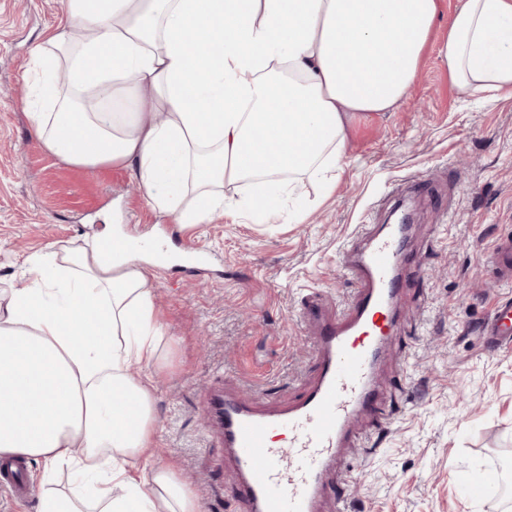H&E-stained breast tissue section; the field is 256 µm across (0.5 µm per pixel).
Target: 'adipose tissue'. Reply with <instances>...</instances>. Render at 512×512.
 Listing matches in <instances>:
<instances>
[{
    "label": "adipose tissue",
    "instance_id": "obj_1",
    "mask_svg": "<svg viewBox=\"0 0 512 512\" xmlns=\"http://www.w3.org/2000/svg\"><path fill=\"white\" fill-rule=\"evenodd\" d=\"M439 0H67L33 50L52 111L29 115L45 150L133 167L147 202L202 224L224 187L252 180L263 217L303 182L330 193L351 113L407 93ZM439 58L460 94H512V0H460ZM0 305V458L69 469L38 512H198L155 464L149 380L159 328L129 241L28 259Z\"/></svg>",
    "mask_w": 512,
    "mask_h": 512
}]
</instances>
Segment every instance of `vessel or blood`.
<instances>
[{
	"label": "vessel or blood",
	"instance_id": "obj_1",
	"mask_svg": "<svg viewBox=\"0 0 512 512\" xmlns=\"http://www.w3.org/2000/svg\"><path fill=\"white\" fill-rule=\"evenodd\" d=\"M407 228L383 226L363 248L352 247L341 265L358 281L352 302L331 311L308 297L303 316L316 327V379L293 404L267 411L231 392L215 395L212 414L223 417L224 447L236 471L231 491L247 512H318L325 476L365 413L382 399L375 372L399 320ZM501 278L512 280V238L491 252ZM482 334L493 348L512 346V298L498 303ZM0 486L27 496L19 462L0 461Z\"/></svg>",
	"mask_w": 512,
	"mask_h": 512
}]
</instances>
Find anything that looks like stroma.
I'll list each match as a JSON object with an SVG mask.
<instances>
[{
    "label": "stroma",
    "mask_w": 512,
    "mask_h": 512,
    "mask_svg": "<svg viewBox=\"0 0 512 512\" xmlns=\"http://www.w3.org/2000/svg\"><path fill=\"white\" fill-rule=\"evenodd\" d=\"M458 0L441 19L408 94L389 112L353 113L344 171L331 196L305 184L295 206L256 222L246 184L225 186L227 210L177 224L153 209L133 170L89 171L42 146L28 119L32 49L65 0H0V286L27 281L28 257L83 246L104 226L177 253L208 252L203 270L153 268L160 327L151 370L158 451L191 486L199 512H244L231 494L221 430L206 419L226 387L273 405L296 399L315 374L307 292L347 303L356 280L338 263L367 226L415 221L404 273L401 330L377 367L386 405L366 418L336 468L347 512H512L500 495L512 461V348L477 330L512 294L488 259L512 234V98L462 96L438 49Z\"/></svg>",
    "instance_id": "obj_1"
}]
</instances>
